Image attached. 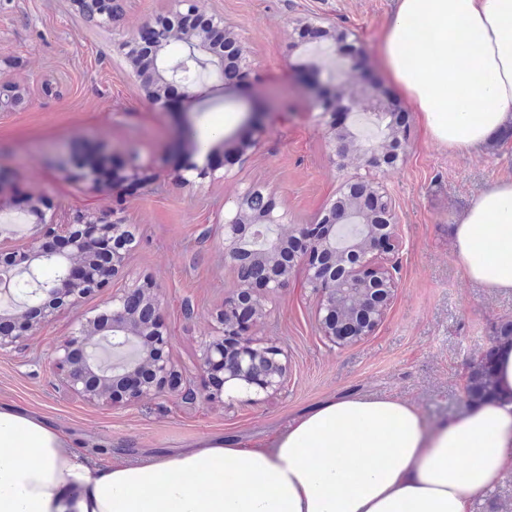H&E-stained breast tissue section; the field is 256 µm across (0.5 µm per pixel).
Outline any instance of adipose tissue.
<instances>
[{
	"label": "adipose tissue",
	"mask_w": 512,
	"mask_h": 512,
	"mask_svg": "<svg viewBox=\"0 0 512 512\" xmlns=\"http://www.w3.org/2000/svg\"><path fill=\"white\" fill-rule=\"evenodd\" d=\"M382 51L431 139L469 150L512 116V0H398ZM452 235L465 277L512 289V180ZM223 471L231 484L214 481ZM510 476V343L496 350L494 396L432 430L405 401L341 395L253 445L211 436L100 466L43 416L0 405V512H472Z\"/></svg>",
	"instance_id": "1"
}]
</instances>
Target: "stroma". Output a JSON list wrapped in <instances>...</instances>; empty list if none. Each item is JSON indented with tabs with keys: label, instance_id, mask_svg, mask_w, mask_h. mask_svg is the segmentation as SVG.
Here are the masks:
<instances>
[{
	"label": "stroma",
	"instance_id": "stroma-1",
	"mask_svg": "<svg viewBox=\"0 0 512 512\" xmlns=\"http://www.w3.org/2000/svg\"><path fill=\"white\" fill-rule=\"evenodd\" d=\"M120 2L110 22L91 24L74 0H0V84L26 98L24 108L0 112V168L14 179L13 193L0 200V247L30 241L38 217L19 209L25 198L55 223L110 212L134 225L136 235L125 276L0 351V403L38 412L100 465L173 454L217 433L253 444L334 395L399 397L431 427L466 409L473 368L496 344L497 326L512 320V290L465 279L452 226L476 196L512 178V138L462 153L426 136L383 64L397 0H201L202 9L223 16L248 47L251 77L228 88L205 70L197 97L164 111L148 101L123 45L144 22L175 12L176 0ZM306 24L355 34L360 69L338 65L325 46L293 47L295 29ZM317 86L342 99L365 87L406 112L403 162L359 168L357 155L380 136L374 115L362 109L349 119L353 156L339 160L314 104ZM254 112L266 115L265 136L229 171L213 170L212 157L236 153L251 136ZM214 125L224 133L210 143V156H201L186 131L203 134ZM102 142L116 158L136 147L147 181L134 189L111 177L77 182L46 162L57 151L98 162L95 148ZM188 167L197 174L187 186L182 176ZM361 176L388 193L399 228L388 259L394 296L369 336L349 345L328 341L317 320L319 296L299 267L251 330L287 357L280 392L256 401L189 404L162 391L114 408L61 386L51 352L78 314L97 313L113 292L148 276L160 296L170 358L185 384L198 388L200 344L213 335L216 312L239 286L236 266L224 257V220L237 198L261 191L287 211L289 223L311 224L341 184Z\"/></svg>",
	"mask_w": 512,
	"mask_h": 512
}]
</instances>
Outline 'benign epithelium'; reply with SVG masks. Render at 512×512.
<instances>
[{
    "label": "benign epithelium",
    "mask_w": 512,
    "mask_h": 512,
    "mask_svg": "<svg viewBox=\"0 0 512 512\" xmlns=\"http://www.w3.org/2000/svg\"><path fill=\"white\" fill-rule=\"evenodd\" d=\"M239 75L250 78L246 65L248 47L234 41ZM183 96L197 95L198 79L165 78ZM25 95L17 89L0 91V110L21 107ZM369 107L375 116L386 114L379 97L356 94L345 107L353 112ZM337 152L347 154L350 132L328 120ZM407 130L393 129L382 142L361 155L368 168L394 167L403 160ZM56 170L82 180H94L95 164L80 163L56 154ZM382 207L380 224H369L352 202L344 209L331 204L314 224H283L276 204L258 192H247L235 202L233 215L224 224V255L238 268L239 288L226 299L217 316L222 335L204 341L198 369L208 381L200 390L183 387V378L172 366L165 325L159 320L160 299L152 283L112 294L106 307L93 316L77 317L76 328L53 349L52 365L65 389L89 401L126 405L166 389L190 403L224 400L234 389L246 396L274 394L284 388L287 363L276 345L258 346L245 337L247 324L265 313V303L281 288L295 268L305 269L307 284L321 295L318 322L333 343H355L378 325L393 296L395 281L389 268L374 260L395 252L398 225L388 194L368 181ZM262 197V205L252 201ZM28 245L5 252L0 249V293L12 304L0 310V351L29 338L40 324L63 310L75 308L85 296L108 287L125 267L135 243L129 224L112 222V216L75 217L61 240L68 249L55 252L44 247L54 234L43 219Z\"/></svg>",
    "instance_id": "7a95c632"
}]
</instances>
